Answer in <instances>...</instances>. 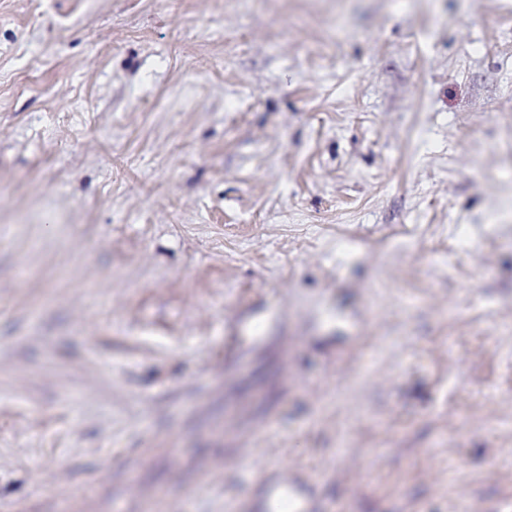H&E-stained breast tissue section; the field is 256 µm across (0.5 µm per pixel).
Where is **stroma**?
<instances>
[{
	"instance_id": "obj_1",
	"label": "stroma",
	"mask_w": 512,
	"mask_h": 512,
	"mask_svg": "<svg viewBox=\"0 0 512 512\" xmlns=\"http://www.w3.org/2000/svg\"><path fill=\"white\" fill-rule=\"evenodd\" d=\"M512 501V0H0V512ZM265 510L266 512H312L314 506L290 489L284 490L279 486L270 485Z\"/></svg>"
}]
</instances>
